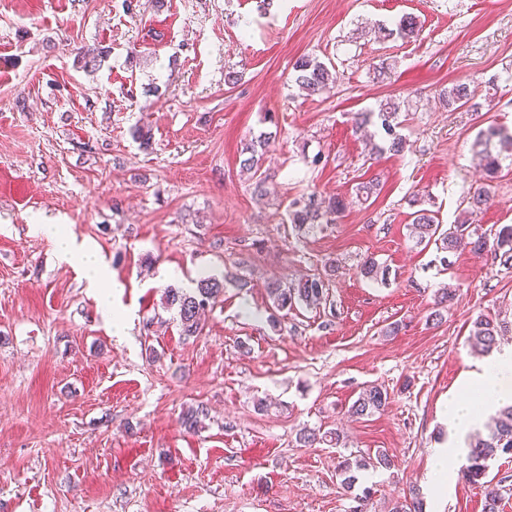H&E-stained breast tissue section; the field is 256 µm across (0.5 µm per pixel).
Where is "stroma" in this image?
Here are the masks:
<instances>
[{
    "label": "stroma",
    "instance_id": "stroma-1",
    "mask_svg": "<svg viewBox=\"0 0 512 512\" xmlns=\"http://www.w3.org/2000/svg\"><path fill=\"white\" fill-rule=\"evenodd\" d=\"M405 15L417 39L380 34ZM304 56L335 69L330 89L294 83ZM383 61L395 71L379 82ZM510 74L512 0H0V512H390L414 493L425 512H484L482 487L455 474L436 495L427 475L448 438L442 405L482 357L473 320L512 324V268L466 250L443 266L411 241L409 200L454 224L483 187L478 224H512V168L487 178L473 147L488 126L512 130ZM458 82L479 102L499 83L494 106L444 108ZM389 97L403 103L399 155L371 151L380 127H354ZM263 131L277 135L266 197L239 162ZM311 192L348 206L299 238L285 208ZM45 224L96 249L111 311ZM369 257L389 284L360 276ZM330 264V303L270 321L268 281ZM204 272L224 296L189 338L163 295ZM448 287L453 306L429 321ZM376 385L388 408L351 416ZM198 404L208 416L185 431L179 414ZM304 427L314 447H298ZM382 453L390 468L344 487L341 460Z\"/></svg>",
    "mask_w": 512,
    "mask_h": 512
}]
</instances>
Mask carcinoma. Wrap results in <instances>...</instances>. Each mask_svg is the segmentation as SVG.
<instances>
[{"mask_svg": "<svg viewBox=\"0 0 512 512\" xmlns=\"http://www.w3.org/2000/svg\"><path fill=\"white\" fill-rule=\"evenodd\" d=\"M419 33L417 20L412 16L400 19L396 28L385 30L387 36H397L403 40L415 38ZM296 83L308 93L321 92L337 80L322 62L302 57L295 63ZM439 96L451 111L460 108H480L481 104L474 101L468 85L454 84L439 92ZM401 112L400 102L393 98L379 102L377 109L357 113L356 127L380 123L381 128L389 136L388 149L395 154L404 151L405 141L396 132L398 115ZM272 133L261 132L258 136L243 144L240 154L241 169L256 178L255 189L261 195L269 193L266 178L262 177L261 168L269 148ZM479 166L489 178H494L501 169V155L512 156V132L508 133L498 127L491 126L482 133L476 144ZM489 199L488 191L479 188L469 197L467 217L459 224H451L447 229L436 222L433 211L421 208L412 212L413 235L418 245L434 243L437 249L446 253L457 251L466 243L471 252L477 256L491 254L503 259V263L512 261V224H504L496 229H483L482 225L472 222V217L481 211ZM347 208L341 196L322 198L314 193L292 200L288 204L289 223L293 224L296 235L304 237L325 224H334ZM360 275L371 282L387 280L389 270L373 258L365 259L359 268ZM267 296L272 302V309L286 317L300 307L318 308L328 301L329 280L312 275L284 282L273 280L266 285ZM224 293V279L216 276L201 278L195 286L187 291L170 289L166 294V305L176 307L179 315L180 332L183 336H199L204 325L201 314L212 307ZM508 332L507 322L480 315L473 321L471 336L482 352L492 353L498 337ZM388 391L380 386L365 388L351 406L352 414L358 417L372 415L385 410L389 405ZM470 451L467 463L461 473L465 480L479 485L485 490L486 512H497L498 490L486 481L489 461L499 454L512 453V406L497 412L494 428L487 434L476 433L469 443Z\"/></svg>", "mask_w": 512, "mask_h": 512, "instance_id": "cac0c4a2", "label": "carcinoma"}]
</instances>
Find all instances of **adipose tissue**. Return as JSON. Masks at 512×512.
I'll use <instances>...</instances> for the list:
<instances>
[{"label": "adipose tissue", "instance_id": "adipose-tissue-1", "mask_svg": "<svg viewBox=\"0 0 512 512\" xmlns=\"http://www.w3.org/2000/svg\"><path fill=\"white\" fill-rule=\"evenodd\" d=\"M51 237L60 263L80 267L89 288L97 292L101 307L111 310L112 275L95 249L57 230ZM464 386L479 394L480 402L474 406L460 402L456 395L448 397V439L436 448L428 474V484L436 493L447 486L452 476L449 460L467 455L468 436L481 430L490 415L512 405V345L500 347L486 360L476 363L474 369L466 374Z\"/></svg>", "mask_w": 512, "mask_h": 512}]
</instances>
